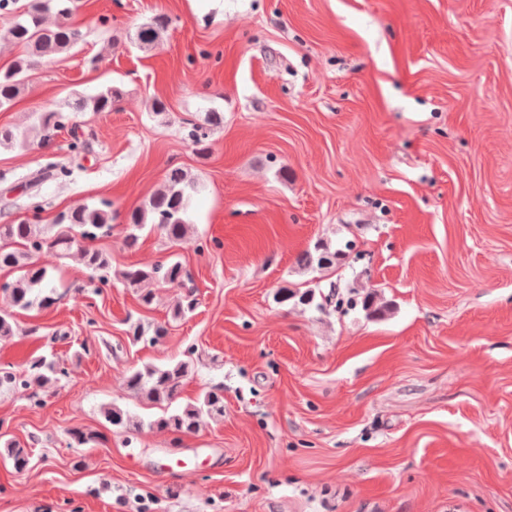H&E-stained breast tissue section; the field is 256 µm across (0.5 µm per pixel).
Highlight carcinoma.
<instances>
[{
    "mask_svg": "<svg viewBox=\"0 0 512 512\" xmlns=\"http://www.w3.org/2000/svg\"><path fill=\"white\" fill-rule=\"evenodd\" d=\"M75 0H26V3L13 13L8 28L0 30V39H5L24 49L8 68L0 70V109L11 105L25 87L28 71L38 62L69 52L79 41V32L70 23L75 10ZM55 14L56 22L48 26L45 16ZM170 25L164 14L154 16L151 21L136 33L137 42L143 47H154L162 41ZM121 92L109 87L93 96L75 95L71 103L72 111L109 112L119 101ZM62 115L56 111L40 113L32 127L35 135L23 140L24 145H42L50 140L60 127ZM224 117L219 112H208L202 122L192 124V143L200 153L209 149V131L222 123ZM186 173L180 167L168 169L164 186L147 203L132 210L125 219L127 233L123 244L128 249L138 245L139 231L146 226L158 230L169 242L176 244L187 234V211L190 194ZM112 228V209L108 202L98 206L79 205L63 213L52 230L40 224L20 222L0 224V268L17 272L16 278L0 285V291L9 294L14 306L30 309L34 306L49 307L55 303L54 292L41 288L47 271L34 261L43 252H52L66 257L77 254L92 279L101 285L109 284L112 271L107 253L97 248L94 241L105 229ZM336 253L328 249L314 256L304 253L297 258L303 268L313 264L330 266ZM115 277L124 285L141 289L140 301L148 307L154 301L152 290L144 285L153 282L181 289L180 295L171 309V319L180 320L197 308V298L193 289L187 287L189 274L178 260L154 266H128L115 272ZM277 298L284 303L295 299L309 305L315 299V291H300L282 288ZM18 335L14 317L0 312V342H7ZM168 335V323L144 326L141 322H129L128 339L133 344H156ZM190 365L186 361L170 362L163 365H146L132 368L125 373L126 389L142 396L150 404L164 410V415L149 422V426L174 435L178 441L183 436L196 433L204 419L224 416V389L213 387L204 392L195 402L178 405L182 388L189 375ZM66 364L55 358L38 356L31 359L26 367L15 370L0 368V391H12L20 395L35 396L67 377ZM108 422L114 426L140 428L143 422L135 420L119 409L105 412ZM0 447L7 449L15 472L27 470L30 457L16 440L0 432Z\"/></svg>",
    "mask_w": 512,
    "mask_h": 512,
    "instance_id": "cac0c4a2",
    "label": "carcinoma"
}]
</instances>
